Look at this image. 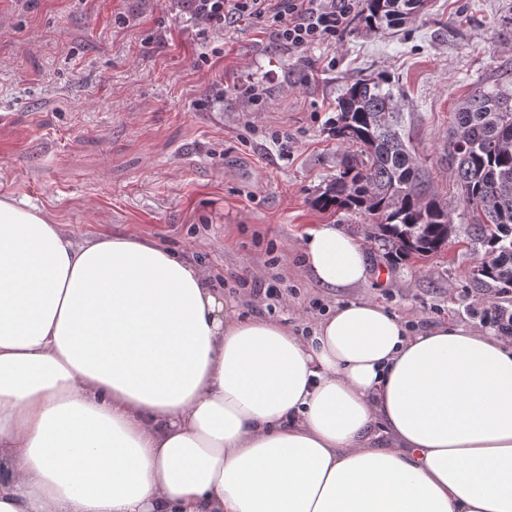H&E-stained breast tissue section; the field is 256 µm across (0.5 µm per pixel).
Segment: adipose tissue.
I'll return each instance as SVG.
<instances>
[{
  "label": "adipose tissue",
  "instance_id": "ef3b65f1",
  "mask_svg": "<svg viewBox=\"0 0 512 512\" xmlns=\"http://www.w3.org/2000/svg\"><path fill=\"white\" fill-rule=\"evenodd\" d=\"M299 248L320 285L371 278L336 225ZM0 512H512V340L370 301L302 337L0 196Z\"/></svg>",
  "mask_w": 512,
  "mask_h": 512
}]
</instances>
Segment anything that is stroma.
<instances>
[{"label": "stroma", "mask_w": 512, "mask_h": 512, "mask_svg": "<svg viewBox=\"0 0 512 512\" xmlns=\"http://www.w3.org/2000/svg\"><path fill=\"white\" fill-rule=\"evenodd\" d=\"M381 74L405 94L412 150L456 227L427 257L393 259L368 238V216L315 204L353 153L329 134L338 97ZM506 82L512 0H425L402 26L350 25L297 53L260 22L203 30L184 0H0V196L46 209L78 239L153 238L207 268L240 314L305 337L358 300L417 331L448 321L488 332L487 304L512 299L473 280L485 250L469 240L448 131L462 98ZM316 224L361 242L369 284L312 280L297 243ZM242 272L279 297L239 290Z\"/></svg>", "instance_id": "obj_1"}]
</instances>
